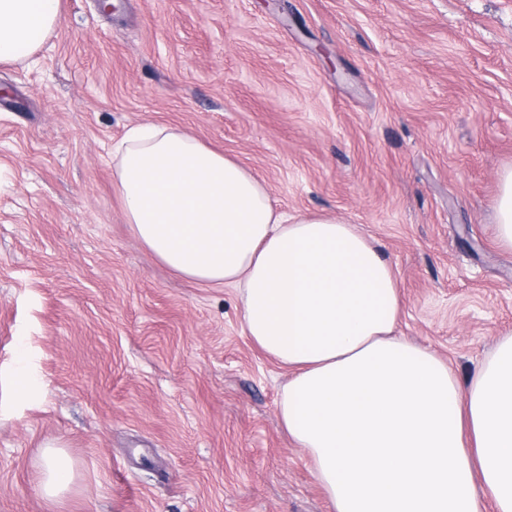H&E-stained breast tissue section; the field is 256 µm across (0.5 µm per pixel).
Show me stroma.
Returning a JSON list of instances; mask_svg holds the SVG:
<instances>
[{"label":"stroma","mask_w":512,"mask_h":512,"mask_svg":"<svg viewBox=\"0 0 512 512\" xmlns=\"http://www.w3.org/2000/svg\"><path fill=\"white\" fill-rule=\"evenodd\" d=\"M117 3L62 0L36 55L0 63V512H333L280 425L287 367L235 288L140 243L113 150L174 127L289 214L356 225L398 281L397 335L465 376L512 332V0ZM50 440L73 467L54 499ZM494 210L498 243L503 249L512 251V168L502 174Z\"/></svg>","instance_id":"obj_1"}]
</instances>
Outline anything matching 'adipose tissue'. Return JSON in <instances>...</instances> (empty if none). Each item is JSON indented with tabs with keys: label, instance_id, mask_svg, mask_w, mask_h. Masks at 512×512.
Segmentation results:
<instances>
[{
	"label": "adipose tissue",
	"instance_id": "ef3b65f1",
	"mask_svg": "<svg viewBox=\"0 0 512 512\" xmlns=\"http://www.w3.org/2000/svg\"><path fill=\"white\" fill-rule=\"evenodd\" d=\"M61 0H0V63L32 57ZM126 221L189 279L235 288L245 331L290 376L279 419L334 512H512V334L466 378L397 336L402 298L355 225L278 212L196 137L133 127L115 164Z\"/></svg>",
	"mask_w": 512,
	"mask_h": 512
}]
</instances>
